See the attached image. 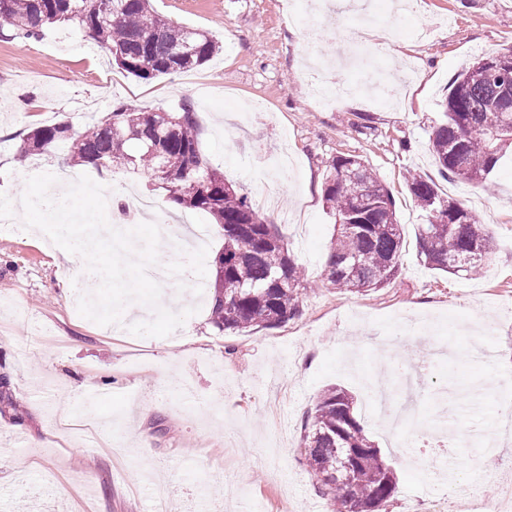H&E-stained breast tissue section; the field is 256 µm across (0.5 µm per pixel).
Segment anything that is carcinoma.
Instances as JSON below:
<instances>
[{
	"label": "carcinoma",
	"mask_w": 512,
	"mask_h": 512,
	"mask_svg": "<svg viewBox=\"0 0 512 512\" xmlns=\"http://www.w3.org/2000/svg\"><path fill=\"white\" fill-rule=\"evenodd\" d=\"M0 0V37L27 41L46 29L66 26L89 34L108 48L128 74L152 80L204 65L219 49L215 36L176 25L156 14L149 0ZM512 65L486 67L475 61L452 83L442 104L446 120L430 138L431 154L441 174L483 182L512 147ZM167 121L154 110L125 104L83 132L61 122L26 134L20 158L37 155L51 144H71V161L111 175L136 180L163 169L169 199L187 209L212 215L224 238L214 285L213 323L220 331L246 333L273 328L299 313L297 291L302 269L282 239L248 195L224 178L218 164L199 146L193 105L185 103ZM409 192L426 213L417 227L420 255L429 267L469 276L481 266L491 236L473 215L435 184L414 177ZM337 225L324 269L332 287L368 292L389 284L399 270L403 244L389 190L355 157L339 158L323 189ZM302 442L306 462L335 512H378L396 489L385 464L354 414L353 397L334 386L322 392Z\"/></svg>",
	"instance_id": "1"
}]
</instances>
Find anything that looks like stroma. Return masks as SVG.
<instances>
[{"label": "stroma", "instance_id": "1", "mask_svg": "<svg viewBox=\"0 0 512 512\" xmlns=\"http://www.w3.org/2000/svg\"><path fill=\"white\" fill-rule=\"evenodd\" d=\"M320 21L334 39L311 42L301 24L309 0H151L180 25L213 32L219 49L204 66L149 81L123 72L83 34L52 28L38 40L0 38V512H332L308 472L300 436L319 395L338 385L371 441L395 472L397 488L379 512H410L422 500L456 489L473 512L512 480V445L485 453L500 411L512 407V154L480 184L443 177L429 137L444 119L448 86L464 64L512 50V0H373L384 45L367 38L352 68L333 71L335 86L375 74L396 100L348 94L314 105L303 78L309 54L333 55L357 15L350 0H324ZM192 103L205 155L249 197L258 186L295 203L294 221L276 214L273 228L300 265L299 314L273 329L218 331L212 297L192 303L190 285L163 288L162 306L199 310L171 335L140 337L127 324L101 326L79 315L91 276L81 256H65L14 211L33 164L74 173L70 146L52 144L35 161L20 160L26 134L61 121L76 129L124 103L179 111ZM361 159L389 189L404 246L397 277L365 294L340 292L322 271L336 232L323 185L336 159ZM432 180L442 196L471 208L492 240L480 273L468 278L428 268L416 227L424 214L406 180ZM119 202L153 198L178 220L161 240L158 261L177 258L179 239L205 241L195 276L213 285L224 239L213 218L181 208L141 178L125 188L106 178ZM416 319L412 335L393 334ZM444 343L453 357L428 360L414 392L393 389L406 407L399 436L371 419L360 376L393 379L397 357L420 360ZM426 359V358H425ZM192 375L196 392L179 391ZM94 400L102 434L65 431L63 409ZM453 407L452 477L418 469L405 447L435 430Z\"/></svg>", "mask_w": 512, "mask_h": 512}]
</instances>
